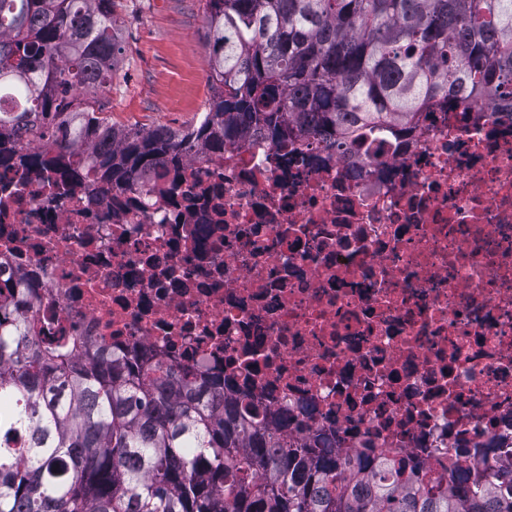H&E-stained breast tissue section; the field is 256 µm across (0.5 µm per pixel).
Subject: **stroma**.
I'll return each mask as SVG.
<instances>
[{"label": "stroma", "mask_w": 512, "mask_h": 512, "mask_svg": "<svg viewBox=\"0 0 512 512\" xmlns=\"http://www.w3.org/2000/svg\"><path fill=\"white\" fill-rule=\"evenodd\" d=\"M206 0H116L122 53L99 103L122 127L195 124L213 95L205 67Z\"/></svg>", "instance_id": "obj_1"}]
</instances>
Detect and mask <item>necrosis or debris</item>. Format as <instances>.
I'll return each mask as SVG.
<instances>
[{
    "label": "necrosis or debris",
    "mask_w": 512,
    "mask_h": 512,
    "mask_svg": "<svg viewBox=\"0 0 512 512\" xmlns=\"http://www.w3.org/2000/svg\"><path fill=\"white\" fill-rule=\"evenodd\" d=\"M35 334L224 380L337 452L512 467V106L429 107L367 153L245 134L102 198L0 166V286Z\"/></svg>",
    "instance_id": "obj_1"
}]
</instances>
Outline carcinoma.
Returning <instances> with one entry per match:
<instances>
[{
	"label": "carcinoma",
	"mask_w": 512,
	"mask_h": 512,
	"mask_svg": "<svg viewBox=\"0 0 512 512\" xmlns=\"http://www.w3.org/2000/svg\"><path fill=\"white\" fill-rule=\"evenodd\" d=\"M112 6L0 0V165L73 176L83 142L97 185L123 190L250 130L348 152L399 140L440 93L512 101V0H207L208 109L120 129L98 104L120 51ZM220 387L0 318V512H512V470L443 484L412 458L343 457L329 434L250 420Z\"/></svg>",
	"instance_id": "carcinoma-1"
}]
</instances>
